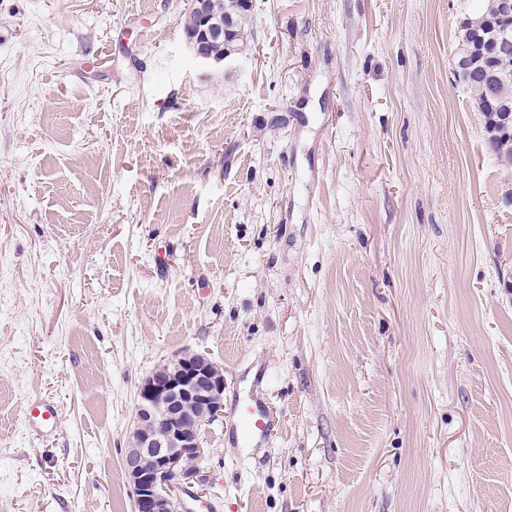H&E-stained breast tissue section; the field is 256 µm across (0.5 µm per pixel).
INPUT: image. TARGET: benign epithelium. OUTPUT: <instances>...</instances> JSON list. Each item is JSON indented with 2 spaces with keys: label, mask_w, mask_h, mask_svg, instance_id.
<instances>
[{
  "label": "benign epithelium",
  "mask_w": 512,
  "mask_h": 512,
  "mask_svg": "<svg viewBox=\"0 0 512 512\" xmlns=\"http://www.w3.org/2000/svg\"><path fill=\"white\" fill-rule=\"evenodd\" d=\"M198 25L186 33L195 61L223 64L238 58L234 21L208 9L207 0H192ZM477 44H486L483 32L497 31L492 50L484 53L483 80L491 91L488 138L512 137V100L497 89L512 82L502 57L512 44V0H491L483 20L474 26ZM224 37V52L207 49L214 37ZM224 407V372L207 357L185 353L155 370L140 386L124 459V475L131 487L134 512H177L178 493L197 474L201 453L197 428L216 421Z\"/></svg>",
  "instance_id": "benign-epithelium-1"
}]
</instances>
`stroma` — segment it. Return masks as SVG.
<instances>
[{
    "instance_id": "35a3bbf8",
    "label": "stroma",
    "mask_w": 512,
    "mask_h": 512,
    "mask_svg": "<svg viewBox=\"0 0 512 512\" xmlns=\"http://www.w3.org/2000/svg\"><path fill=\"white\" fill-rule=\"evenodd\" d=\"M0 0V512H133L137 391L200 353L180 512H512V163L457 82L485 0ZM55 431L30 434L31 398ZM209 0H192L191 13H195L198 19V25L195 30L186 33L187 43L192 52V56L198 63L223 64L237 59L241 50L234 46V21L231 16L224 17L222 20L208 9ZM224 37L226 46L224 53H213L207 49V43L214 37ZM57 418V406L48 398H39L28 403L25 426L36 435L50 434ZM270 419L261 399L238 405L230 433L239 448H259L269 437Z\"/></svg>"
}]
</instances>
